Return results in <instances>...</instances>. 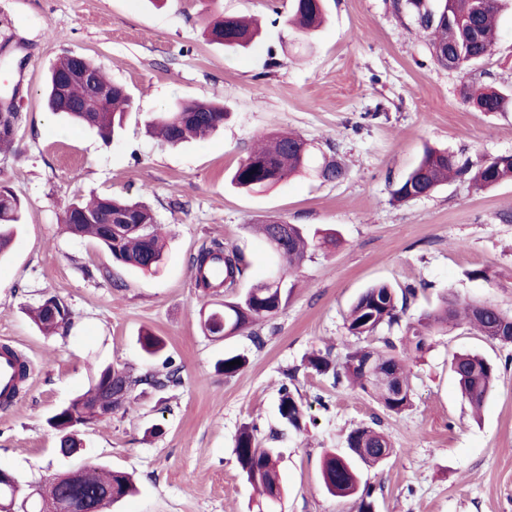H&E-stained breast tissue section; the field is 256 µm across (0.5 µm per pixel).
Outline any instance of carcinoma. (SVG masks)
Instances as JSON below:
<instances>
[{"mask_svg":"<svg viewBox=\"0 0 512 512\" xmlns=\"http://www.w3.org/2000/svg\"><path fill=\"white\" fill-rule=\"evenodd\" d=\"M394 6L396 10L410 14L429 38L432 56L442 66L449 61L455 70L464 73L474 62L493 53L500 0H439L436 9L429 7L427 0H394ZM286 21L302 33L312 34L325 21L323 0H289ZM206 36L227 51L247 52L258 44L259 30L239 15L222 13L208 23ZM77 62L100 83L110 87L106 106L98 111L90 106L85 85L70 76ZM462 96L481 112H505L512 108V94L482 91L466 85L462 88ZM47 105L50 111L65 114L74 125L94 129L102 139L109 140L122 127L131 98L123 85L113 82L90 58L75 59L66 54L51 69ZM225 116L224 106L213 102L177 103L150 121L149 128L163 142L177 145L190 139H205L224 124ZM18 118L17 112L0 113V151L14 146L19 131ZM311 156L312 151L301 136L275 132L234 168L230 184L255 192L301 171L310 170L327 182L341 181L348 175L347 169L333 159L324 158L318 165H311ZM452 177L467 178L483 188L512 181V155L498 156L474 167L452 152L430 149L395 185L393 199L408 202L427 197ZM21 211L18 197L9 187L1 185L0 254L12 242L20 224ZM62 224L70 235L94 240L112 256L113 262L122 267L151 272L164 260V246L155 215L143 201L108 195L76 199L65 207ZM260 233L276 264L267 278L253 284L242 295L237 294L236 288L245 273L246 262L237 248L215 241L191 258V269L198 273L195 286L204 298L200 309V326L204 334L229 337L273 318L288 300L287 277L299 268L311 251H330L340 243L337 234L330 230L306 231L297 224L288 225V232L279 234L272 220L260 225ZM217 288L224 289V301L219 307L212 308L208 298ZM412 295L414 289L410 287L399 293L387 284L367 288L348 310V333L360 340L371 336L383 325L399 322L400 313L405 311ZM460 317L488 338L512 336V316L489 304L462 302L445 295L437 310L421 314L407 326L406 335L400 339L401 350H396V344L387 338L383 350L369 345L348 350L342 365L331 360L328 353H313L308 357V367L320 375L330 373L337 381L343 375L352 379L385 410L399 413L412 405L413 388L407 368L413 355L429 348L439 326ZM32 318L47 334L64 337L71 326L70 309L58 296H50L38 303L32 309ZM138 343L149 360L160 357L165 348L164 341L149 331L139 334ZM233 360L238 364L229 365ZM244 363L246 360L241 355L227 354L217 362L216 369L224 376L232 377ZM451 370L463 398L473 408H481L494 386L497 367L478 354L458 353L453 355ZM118 372L124 376L130 394L142 384L163 389L180 382L177 368L149 376H136L125 367L118 368ZM107 377L108 367H98L88 389L55 415L54 429L58 434L60 455L69 456L81 447V429L106 417L98 402L109 388ZM396 380L404 388L401 395L393 391ZM279 412L293 428L302 427L303 405L287 389L281 396ZM347 447L350 453L346 455L331 452L325 456L321 468L323 485L335 497L353 499L357 512H373L371 492L361 483L359 466L380 465V457L374 450L384 449L388 459L393 453L392 445L383 433L361 426L348 435ZM236 453L248 481L260 489L266 500L278 501L282 487L277 470V450L258 447L254 436L243 429L236 441ZM135 491L129 474L89 462L42 483L30 498L27 512H105L107 506Z\"/></svg>","mask_w":512,"mask_h":512,"instance_id":"1","label":"carcinoma"}]
</instances>
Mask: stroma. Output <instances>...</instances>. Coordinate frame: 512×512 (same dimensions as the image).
Wrapping results in <instances>:
<instances>
[{"instance_id": "stroma-1", "label": "stroma", "mask_w": 512, "mask_h": 512, "mask_svg": "<svg viewBox=\"0 0 512 512\" xmlns=\"http://www.w3.org/2000/svg\"><path fill=\"white\" fill-rule=\"evenodd\" d=\"M257 18L261 42L226 53L202 35L210 5ZM328 22L307 37L288 27V0H0V95L20 113L16 153L0 154V183L21 200L23 224L0 259V341L32 363L19 399L0 407V468L32 482L82 462L134 475L139 491L117 512H356L327 493L326 452L346 453L349 433L376 425L394 448L362 471L374 512H512V345L468 325L433 336L411 365L413 404L384 411L360 389L306 366L314 352L341 359L352 341L351 303L383 282L415 288L399 324L367 342L399 339L406 323L442 294L512 314V182L477 189L449 180L430 196L395 202L392 190L425 148L480 165L512 155V110L480 112L465 84L512 91V0L498 14L492 56L467 73L439 66L429 40L393 0H326ZM94 59L125 85L133 103L112 142L48 112L47 74L57 59ZM223 102V128L201 143L169 146L148 120L182 99ZM293 131L315 154L342 159L348 176L325 182L306 172L261 192L230 186L229 172L260 136ZM137 198L154 211L167 247L156 272L117 266L93 241L61 230L77 196ZM281 219L336 230L339 246L316 251L288 279L292 291L255 333L204 335L189 259L217 239L247 263L239 289L265 278L271 261L253 225ZM481 277H473V270ZM56 295L72 311L66 337L43 335L29 306ZM162 338L181 381L138 386L129 403L83 430L84 458L57 452L48 419L85 389L96 367L153 374L137 342ZM475 351L499 368L496 386L473 413L450 371L453 354ZM243 355L233 377L215 368ZM302 402L308 424L280 417L283 391ZM249 428L280 453L285 488L261 498L237 460Z\"/></svg>"}]
</instances>
